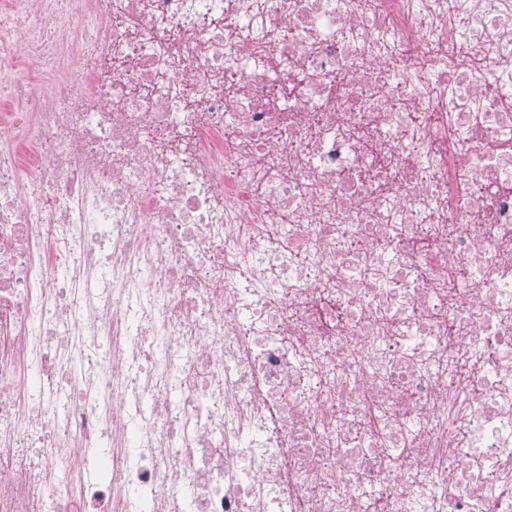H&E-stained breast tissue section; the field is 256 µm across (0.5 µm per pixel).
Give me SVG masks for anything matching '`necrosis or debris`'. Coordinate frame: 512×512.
<instances>
[{"label":"necrosis or debris","instance_id":"necrosis-or-debris-1","mask_svg":"<svg viewBox=\"0 0 512 512\" xmlns=\"http://www.w3.org/2000/svg\"><path fill=\"white\" fill-rule=\"evenodd\" d=\"M457 8L452 66L448 0H0V512H512V0Z\"/></svg>","mask_w":512,"mask_h":512}]
</instances>
